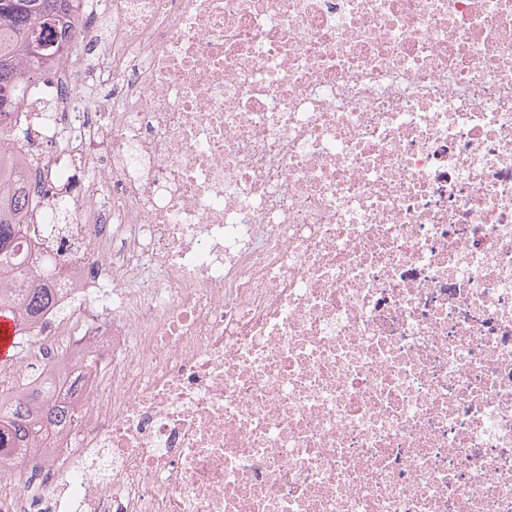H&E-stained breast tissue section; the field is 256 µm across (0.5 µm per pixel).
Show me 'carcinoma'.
I'll list each match as a JSON object with an SVG mask.
<instances>
[{
    "label": "carcinoma",
    "mask_w": 512,
    "mask_h": 512,
    "mask_svg": "<svg viewBox=\"0 0 512 512\" xmlns=\"http://www.w3.org/2000/svg\"><path fill=\"white\" fill-rule=\"evenodd\" d=\"M75 0H0V125L11 112L21 84L52 67L68 51L66 32ZM27 181L21 170L0 161V283L26 278L17 258L21 244L35 234V225L16 217L25 199ZM54 298L51 288L28 284L10 292L0 288V317L14 326L36 318ZM65 408L48 403L41 392L26 391L0 401V460L32 447L46 424L60 422Z\"/></svg>",
    "instance_id": "1"
}]
</instances>
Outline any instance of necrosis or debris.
Here are the masks:
<instances>
[{
  "label": "necrosis or debris",
  "mask_w": 512,
  "mask_h": 512,
  "mask_svg": "<svg viewBox=\"0 0 512 512\" xmlns=\"http://www.w3.org/2000/svg\"><path fill=\"white\" fill-rule=\"evenodd\" d=\"M68 40L0 129L70 226L0 374L69 413L7 512H512V0H82Z\"/></svg>",
  "instance_id": "4bbe7bcc"
}]
</instances>
